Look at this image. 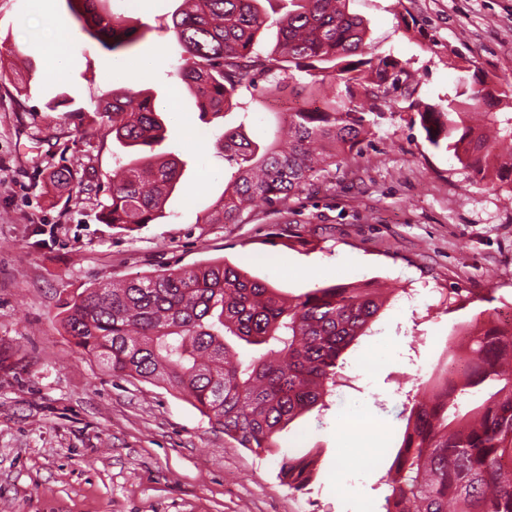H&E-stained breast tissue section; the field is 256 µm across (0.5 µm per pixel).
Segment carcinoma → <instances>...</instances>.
Masks as SVG:
<instances>
[{
  "instance_id": "obj_1",
  "label": "carcinoma",
  "mask_w": 512,
  "mask_h": 512,
  "mask_svg": "<svg viewBox=\"0 0 512 512\" xmlns=\"http://www.w3.org/2000/svg\"><path fill=\"white\" fill-rule=\"evenodd\" d=\"M103 0H67L84 30L117 52L138 40L100 8ZM348 0H288L267 55L255 50L270 27L262 0H185L172 16L182 48L176 77L201 114H217L237 90L268 92L275 71H306L323 106L288 113L286 137L260 145L239 128L217 147L235 168L206 216L209 224L258 219L257 203L288 209V200L325 176L363 143L392 91L410 97L419 83L408 63L377 54L367 26ZM455 94L443 104L412 101L425 140L453 152L465 168L512 177V113L490 102L512 101V82H488L478 68L459 67ZM77 133L101 128L130 154L117 161L98 219L124 229L156 224L182 177L171 155L145 154L164 140L155 98L121 89L91 110L70 111ZM95 172L59 167L47 180L58 196ZM388 301L378 288L341 284L287 296L228 262L204 263L114 282L106 279L61 304L65 332L117 377L163 383L184 395L224 435L261 454L278 452V435L299 416L327 408L325 398L347 385L341 355L371 326ZM469 358L453 386L435 382L412 395L400 449L384 476L385 512H512V329L489 320L470 324ZM261 352L239 357V343ZM317 459L283 456L281 485L302 492Z\"/></svg>"
}]
</instances>
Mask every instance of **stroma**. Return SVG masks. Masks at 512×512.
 <instances>
[{"label": "stroma", "mask_w": 512, "mask_h": 512, "mask_svg": "<svg viewBox=\"0 0 512 512\" xmlns=\"http://www.w3.org/2000/svg\"><path fill=\"white\" fill-rule=\"evenodd\" d=\"M180 3L104 5L141 34L120 57L163 46V66L133 84L160 100L177 83L181 48L168 26ZM51 9L72 33L58 76L36 40L33 0H0V53L35 65L28 94L0 80V512H383L407 391L452 364L456 323L512 309V189L430 146L397 97L360 153L290 199L287 218L200 223L224 192L217 134L239 126L252 141H272L277 113L307 102L311 78L300 73L263 96L241 88L217 117L200 116L180 89L161 149L184 171L166 218L134 231L101 223L120 148L101 133L80 138L69 114L46 103L65 91L93 108L123 88L108 77L119 56L82 29L66 0ZM348 9L377 53L409 61L422 102L447 99L467 63L512 81V0H349ZM62 165L94 168V185L53 197L45 177ZM221 260L287 294L370 282L395 295L346 355L353 387L290 424L273 455L242 448L165 385L113 376L60 325L61 301L92 283ZM366 421L376 443L339 446ZM307 452L318 459L308 490L280 485L282 454Z\"/></svg>", "instance_id": "35a3bbf8"}]
</instances>
